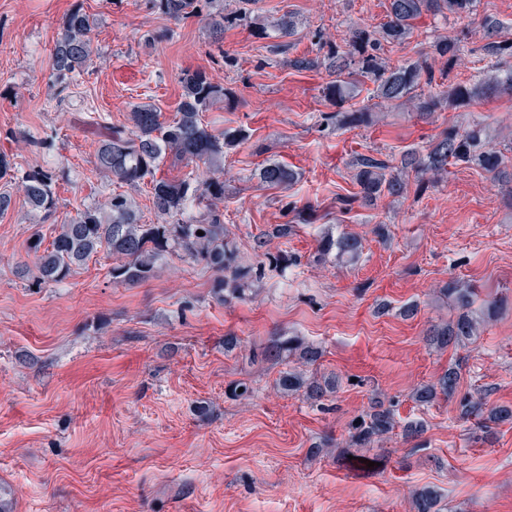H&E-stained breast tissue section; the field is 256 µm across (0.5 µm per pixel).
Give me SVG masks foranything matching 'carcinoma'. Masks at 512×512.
I'll return each mask as SVG.
<instances>
[{
    "label": "carcinoma",
    "mask_w": 512,
    "mask_h": 512,
    "mask_svg": "<svg viewBox=\"0 0 512 512\" xmlns=\"http://www.w3.org/2000/svg\"><path fill=\"white\" fill-rule=\"evenodd\" d=\"M474 0H389L387 21L379 33L360 29L353 33L345 46L327 45L324 59L336 80L326 86V93L343 104L357 96L358 78L376 84V96L387 103L412 99L417 90L434 89L448 76L443 71L435 74L426 61L420 59L395 66L382 62L379 51L382 42H401L413 33L417 20L424 16L461 18L471 14ZM152 7L175 20L191 14L208 12L216 34H222L224 25L235 24L240 16L224 14L223 0H150ZM94 21L83 9L75 8L60 26L51 50L52 71L62 89H67L83 75L89 73L96 52L92 31ZM486 43L485 55L496 64L508 60L502 82L512 88V39L506 27L493 18L481 22ZM435 53L448 57L453 66L465 52V44L456 37H448L433 45ZM182 100L177 115L170 123L161 121L160 112L151 104L133 108L131 128H114L104 136L95 155L99 172L113 181L129 186L150 178L152 202L155 210L175 218L184 214L195 201L206 207V213L196 224H143L138 211L128 197L111 194L102 207L88 208L68 221L57 225L49 246L42 247L41 237L30 241L38 276L36 286L42 288L66 280L76 268L85 265L100 249L116 258L118 263L110 269L117 283L140 282L157 275L166 255L181 251L197 261L226 273L217 279L213 288L242 297L252 281L260 277L261 267L244 265L234 242L224 234L217 204L224 200L225 150L245 139L241 129L227 128L220 134L212 133L202 121V113L216 101L224 99V87L214 83L202 71L183 75ZM477 95L476 89L457 85L448 90L446 98L430 96L424 102L421 117L431 116L442 103L450 107L467 105ZM371 121L369 109L341 113L340 122L350 127L366 126ZM171 155L176 162L207 165L209 176L201 181L169 176L156 177V171ZM508 156L502 151L487 149L485 128L479 124L452 127L442 131L438 138L423 151L411 150L401 155L398 162L362 155L357 160L356 182L360 191L355 197L339 198L346 207L356 200L370 203L384 195H399L405 189V177L419 179V190H424V176L442 175L448 165L476 167L494 178L505 175ZM259 180L272 188L285 189L295 181V172L286 164L271 162L264 165ZM21 188L31 207L46 218L56 212L54 173L44 169L30 170L20 178ZM204 235H197V231ZM363 251L362 239L351 233L336 237L327 235L319 242L322 256L335 254L349 261L359 259ZM444 295L453 299L461 313L454 320L433 326L429 340L439 348L460 344L472 339L478 332L481 318L471 311L476 292L471 285L451 280L443 287ZM298 357L304 364L313 365L320 358L318 348L306 344L296 336L278 337L264 350V357L278 361L284 354ZM459 381L456 368L450 367L437 382L421 386L415 394L418 402L428 404L438 395L454 394ZM283 391H304L307 397L317 399L328 391V382L309 380L295 370L283 371L277 380ZM463 418L477 420L480 427H489L507 418L512 410L491 407L482 395L465 397L460 402ZM395 428L389 410H373L354 419L349 426V438L358 448H370L384 440ZM417 512H439L438 495L432 489L416 494Z\"/></svg>",
    "instance_id": "obj_1"
}]
</instances>
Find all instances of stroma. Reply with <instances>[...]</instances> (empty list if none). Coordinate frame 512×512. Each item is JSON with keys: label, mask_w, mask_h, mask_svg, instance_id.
<instances>
[{"label": "stroma", "mask_w": 512, "mask_h": 512, "mask_svg": "<svg viewBox=\"0 0 512 512\" xmlns=\"http://www.w3.org/2000/svg\"><path fill=\"white\" fill-rule=\"evenodd\" d=\"M389 0H224L237 25L211 35L205 15L176 21L148 0H0V152L18 172L53 169L57 210L44 219L12 178L0 214V483L16 512H416L417 490L441 498V512H512V420L482 432L462 419L459 398L481 393L512 406V186L475 167L408 178L403 194L344 208L358 193L355 160L399 159L444 128L479 123L491 147L512 146V94L477 97L432 118L422 97L381 103L373 83L350 102L324 94L326 71L297 70L327 42L387 20ZM82 7L96 25L88 75L60 89L50 50L64 17ZM296 22L294 36L251 26L254 18ZM512 27V0H475L469 17H427L381 57L394 66L423 59L439 70L434 44L465 40L469 51L445 87L496 85L503 73L483 55L482 18ZM205 71L224 101L202 119L213 133L244 129L224 156V232L262 276L242 298H219L218 273L183 253L139 283L113 282L99 254L54 287L33 288L15 268L33 263V235L51 241L57 224L115 193L142 223L162 218L150 185L102 177L92 122L128 125L134 106L155 105L171 121L181 73ZM374 112L360 128L321 124V113ZM282 162L297 173L285 189L256 172ZM290 225L279 236V225ZM364 239L358 261L318 260L325 233ZM284 255L288 267L266 265ZM458 278L477 292L475 310L494 302L473 340L437 349L432 325L455 319L442 286ZM412 316H404L407 306ZM240 344L225 351L224 339ZM297 336L322 356L307 375L336 380L318 401L276 385L284 366L252 361L272 338ZM457 367L456 396L424 405L415 392ZM253 392L235 397L234 382ZM396 426L381 446H350L351 420L377 408ZM419 422V436L405 435Z\"/></svg>", "instance_id": "1"}]
</instances>
